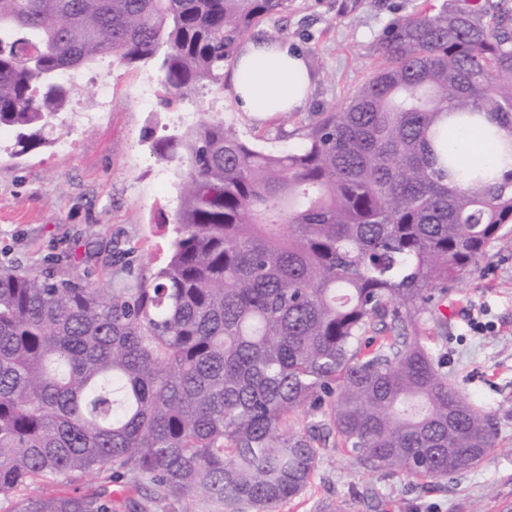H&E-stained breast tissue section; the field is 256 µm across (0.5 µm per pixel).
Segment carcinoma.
<instances>
[{"mask_svg": "<svg viewBox=\"0 0 512 512\" xmlns=\"http://www.w3.org/2000/svg\"><path fill=\"white\" fill-rule=\"evenodd\" d=\"M293 0H0V129L45 147L65 76L153 63L173 95L224 87V63ZM367 80L261 149L219 119L153 145L179 161L176 236L112 288L0 273V501L112 512V493L23 498L109 470L133 512L199 497L278 512L329 448L375 473L446 481L494 446L493 417L448 384L423 315L512 225V177L462 169L449 135L512 129V8L443 0L374 45ZM460 176V189L448 175ZM306 408L319 422L300 427Z\"/></svg>", "mask_w": 512, "mask_h": 512, "instance_id": "1", "label": "carcinoma"}]
</instances>
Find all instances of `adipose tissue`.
<instances>
[{
  "label": "adipose tissue",
  "instance_id": "adipose-tissue-1",
  "mask_svg": "<svg viewBox=\"0 0 512 512\" xmlns=\"http://www.w3.org/2000/svg\"><path fill=\"white\" fill-rule=\"evenodd\" d=\"M230 92L241 112L262 123L282 112L305 107L310 88V72L305 56L287 43L273 46L249 41L239 50L229 78ZM486 120L457 130L448 149L465 167H482L503 174L512 170V130L497 129L487 135Z\"/></svg>",
  "mask_w": 512,
  "mask_h": 512
}]
</instances>
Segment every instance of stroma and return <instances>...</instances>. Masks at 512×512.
Segmentation results:
<instances>
[{
    "instance_id": "1",
    "label": "stroma",
    "mask_w": 512,
    "mask_h": 512,
    "mask_svg": "<svg viewBox=\"0 0 512 512\" xmlns=\"http://www.w3.org/2000/svg\"><path fill=\"white\" fill-rule=\"evenodd\" d=\"M440 0H294L258 33L286 30L315 73L308 105L292 121L258 124L239 112L228 89H197L172 108L153 66L123 67L97 58L81 72L50 146L16 157L0 139V269H48L105 287L126 268L150 274L170 255L181 169L156 161L154 137L217 115L243 139L270 152L292 149L295 127L339 105L372 73L371 47L403 15ZM107 88L110 108L81 116ZM445 322L425 317L445 357L449 382L493 415L494 448L469 471L439 484L408 476L384 479L328 451L305 493L280 512H500L512 502V233L494 243L477 271L449 292Z\"/></svg>"
}]
</instances>
